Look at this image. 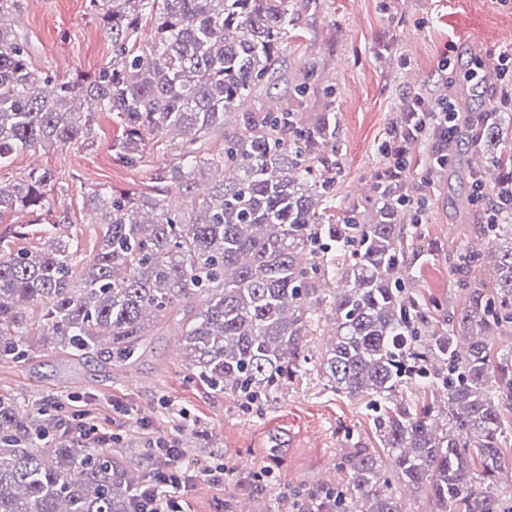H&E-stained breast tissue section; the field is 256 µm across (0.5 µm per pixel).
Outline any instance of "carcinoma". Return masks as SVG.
Masks as SVG:
<instances>
[{
	"label": "carcinoma",
	"mask_w": 512,
	"mask_h": 512,
	"mask_svg": "<svg viewBox=\"0 0 512 512\" xmlns=\"http://www.w3.org/2000/svg\"><path fill=\"white\" fill-rule=\"evenodd\" d=\"M112 44L93 74L61 79L38 68L12 26L19 0H0V165L36 149L91 145L93 114H112L118 160L141 162L148 142L180 138L175 161L149 192L89 193L104 233L89 257L49 233L38 251L0 247V359L29 360L34 318L75 358L105 350L127 362L150 335L149 317L179 316L189 369L210 389L247 403L276 397L308 362L305 337L324 318L331 339L320 371L331 388L382 406L383 453L346 449L336 486L298 495L292 512H406L401 489L430 492L429 512H512L503 471V409H512V350L491 357L492 336L512 338V115L497 112L461 136L470 159L458 172L480 181L496 223L476 224L488 243L456 262L464 308L429 328L406 284L425 255L418 216L402 221L426 181L392 172L372 184L371 207L336 215V168L326 155L336 114L268 106L227 132L244 101L276 80L293 24L290 0H88ZM152 44L137 46L141 24ZM224 132V151L201 143ZM54 174L33 169L0 184V219L12 212L49 224ZM177 188L182 208L167 196ZM494 282L481 279L485 267ZM342 287L321 294L320 281ZM428 389L422 408L398 388ZM59 418L19 416L0 393V512H131L144 478H130Z\"/></svg>",
	"instance_id": "obj_1"
}]
</instances>
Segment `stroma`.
<instances>
[{
  "instance_id": "stroma-1",
  "label": "stroma",
  "mask_w": 512,
  "mask_h": 512,
  "mask_svg": "<svg viewBox=\"0 0 512 512\" xmlns=\"http://www.w3.org/2000/svg\"><path fill=\"white\" fill-rule=\"evenodd\" d=\"M294 29L286 62L310 70L305 112L333 109L336 136L337 201L366 204L374 176L385 161L384 147L400 122V106L419 97L454 93L464 97V75L500 69V51L512 49V0H290ZM15 23L28 39L36 65L64 78L94 72L111 57L112 46L89 15L86 0H20ZM485 41L488 62L470 51L473 38ZM94 145L37 150L0 168V181L23 178L35 168L55 175L50 193L56 233L79 255L94 253L101 214L88 205L91 189L148 191L175 153L170 138L150 145L142 162L127 167L110 148L119 129L111 115H94ZM470 193L454 171L434 175L424 225L428 256L413 272L412 288L434 318L457 314L463 292L451 270L452 256L471 240L477 208L459 211ZM44 225L25 213L0 218V246L12 251L43 248ZM145 352L132 364L100 354L73 359L54 346H38L27 364L0 361V391L22 406L54 404L82 410L101 429L118 434L106 451L128 472L149 471L150 440H175L189 469L223 465L216 482H193L187 512H225V504L250 512L273 506L289 512L297 491L332 483L324 466L341 457L350 442L376 448L377 412L366 397L334 391L319 370L324 336L308 339L309 361L285 381L276 398L247 405L190 376L178 344L174 320L160 321Z\"/></svg>"
}]
</instances>
